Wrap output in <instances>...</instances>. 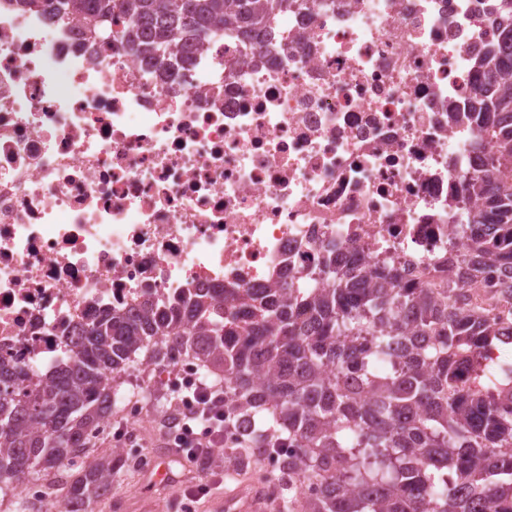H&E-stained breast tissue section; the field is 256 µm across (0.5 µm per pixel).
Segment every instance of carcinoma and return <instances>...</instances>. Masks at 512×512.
Instances as JSON below:
<instances>
[{
	"label": "carcinoma",
	"mask_w": 512,
	"mask_h": 512,
	"mask_svg": "<svg viewBox=\"0 0 512 512\" xmlns=\"http://www.w3.org/2000/svg\"><path fill=\"white\" fill-rule=\"evenodd\" d=\"M112 39V13L129 15L122 39L162 74L180 43L269 30L298 0H24ZM474 107L495 115V152L470 192L481 208L471 234L475 264L512 271V31ZM461 296L407 285L377 258L342 263L323 254L320 282L246 291L239 312L201 288L148 299L81 331L76 358L33 389L9 391L0 373V490L67 465L80 471L65 505L79 512L112 485L110 457H83L112 415L109 375L142 353L157 363L185 350L233 391L242 418L241 465L281 448L283 512H512V365L493 362L503 335Z\"/></svg>",
	"instance_id": "carcinoma-1"
}]
</instances>
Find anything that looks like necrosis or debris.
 Masks as SVG:
<instances>
[{
	"label": "necrosis or debris",
	"instance_id": "4bbe7bcc",
	"mask_svg": "<svg viewBox=\"0 0 512 512\" xmlns=\"http://www.w3.org/2000/svg\"><path fill=\"white\" fill-rule=\"evenodd\" d=\"M498 0H305L159 76L123 41L0 0V369L71 359L82 328L197 288L317 278L323 251L410 283L469 257L466 184L494 152L467 113ZM502 274L463 293L512 322ZM156 385L201 378L183 354Z\"/></svg>",
	"mask_w": 512,
	"mask_h": 512
}]
</instances>
